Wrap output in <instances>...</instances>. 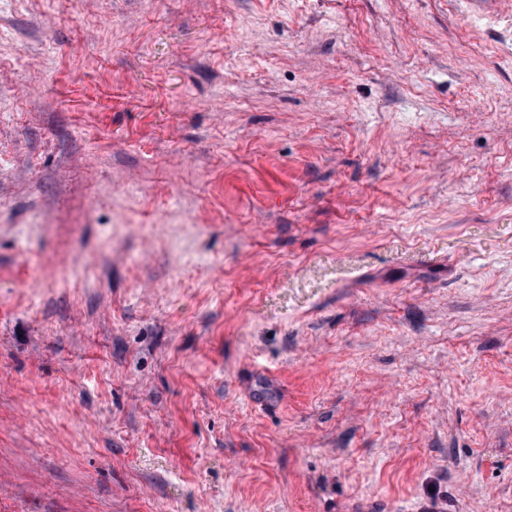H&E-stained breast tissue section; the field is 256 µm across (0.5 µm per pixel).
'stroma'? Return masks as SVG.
Instances as JSON below:
<instances>
[{"label": "stroma", "mask_w": 512, "mask_h": 512, "mask_svg": "<svg viewBox=\"0 0 512 512\" xmlns=\"http://www.w3.org/2000/svg\"><path fill=\"white\" fill-rule=\"evenodd\" d=\"M512 512V0H0V512Z\"/></svg>", "instance_id": "stroma-1"}]
</instances>
